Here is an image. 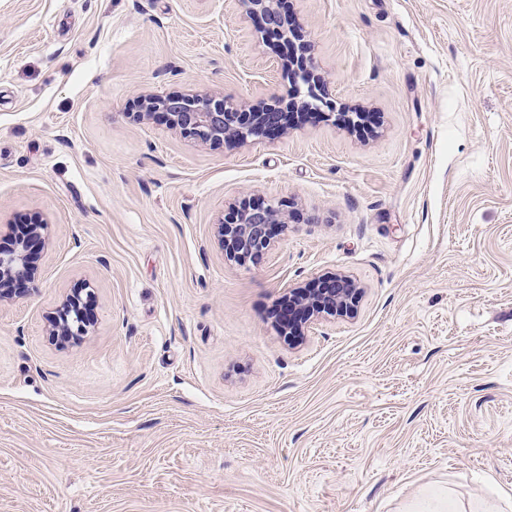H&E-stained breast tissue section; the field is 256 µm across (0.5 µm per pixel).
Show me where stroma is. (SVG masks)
<instances>
[{"instance_id":"1","label":"stroma","mask_w":512,"mask_h":512,"mask_svg":"<svg viewBox=\"0 0 512 512\" xmlns=\"http://www.w3.org/2000/svg\"><path fill=\"white\" fill-rule=\"evenodd\" d=\"M278 8L337 112L210 147L138 102L288 97L289 48L240 0H0V247L48 226L0 301V512L512 496V0ZM244 195L293 216L236 263L217 224ZM337 272L354 312L281 336L288 290ZM75 293L93 318L63 341ZM51 331L56 336H82L86 331L82 321V299L70 295L62 302L50 319Z\"/></svg>"}]
</instances>
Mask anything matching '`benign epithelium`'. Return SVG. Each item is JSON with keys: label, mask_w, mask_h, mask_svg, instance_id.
Returning a JSON list of instances; mask_svg holds the SVG:
<instances>
[{"label": "benign epithelium", "mask_w": 512, "mask_h": 512, "mask_svg": "<svg viewBox=\"0 0 512 512\" xmlns=\"http://www.w3.org/2000/svg\"><path fill=\"white\" fill-rule=\"evenodd\" d=\"M247 12L257 15L265 29L280 36L288 24L277 12L276 0H242ZM288 68L300 86L294 88L292 105L326 103L321 80L312 59L293 56ZM160 114L180 133L213 146L244 143L265 137L269 127L282 123L288 113L276 107L261 112H243L232 102L206 93L184 96L148 95L141 99L140 116ZM286 204L277 201L258 203L244 196L224 210L217 227L218 243L229 261L244 263L262 257L273 245L271 227L286 224ZM29 244L22 241L7 253H0V282L25 283L35 279ZM362 287L351 276L336 273L321 279L313 288L288 290V313L281 322V334L288 337L305 335L312 325L326 316H344L357 307ZM56 336H81L86 331L82 321V299L70 295L50 319Z\"/></svg>", "instance_id": "7a95c632"}]
</instances>
